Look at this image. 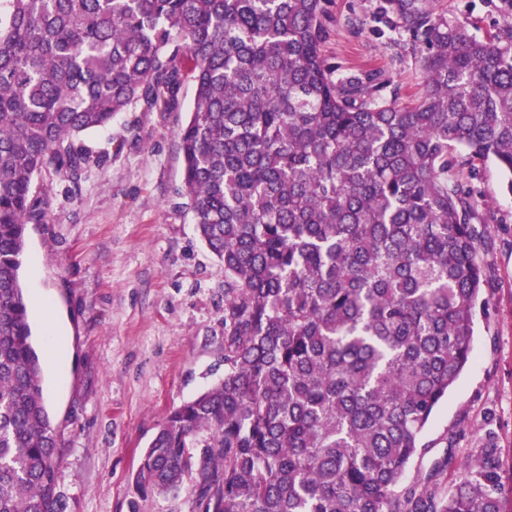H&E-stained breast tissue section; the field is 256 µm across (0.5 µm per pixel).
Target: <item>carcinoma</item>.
I'll use <instances>...</instances> for the list:
<instances>
[{
	"instance_id": "carcinoma-1",
	"label": "carcinoma",
	"mask_w": 512,
	"mask_h": 512,
	"mask_svg": "<svg viewBox=\"0 0 512 512\" xmlns=\"http://www.w3.org/2000/svg\"><path fill=\"white\" fill-rule=\"evenodd\" d=\"M390 8L424 70L404 104L336 76L324 0H0V512H58L20 280L50 208L35 177L80 176V137L121 112L174 110L187 63L181 195L224 271V376L169 413L137 482L192 476L202 512H512L491 436L406 482L490 273L466 178L492 161L512 192V25Z\"/></svg>"
}]
</instances>
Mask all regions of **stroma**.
<instances>
[{"label":"stroma","mask_w":512,"mask_h":512,"mask_svg":"<svg viewBox=\"0 0 512 512\" xmlns=\"http://www.w3.org/2000/svg\"><path fill=\"white\" fill-rule=\"evenodd\" d=\"M422 2L480 38L512 20L504 0ZM322 22L321 51L337 75L383 83V96L403 102L422 94V63L387 0H326ZM192 100L188 79L174 111L123 112L84 135L80 178L45 170L35 179L51 208L27 226L21 282L40 357L47 317L60 327V365L43 369L64 442L60 512L193 510L191 482L159 494L135 479L167 413L224 374V275L180 195L178 130ZM470 183L495 217L487 304L476 312L473 360L424 431L411 482L445 452L476 456L489 435L512 463V193L491 162Z\"/></svg>","instance_id":"stroma-1"}]
</instances>
